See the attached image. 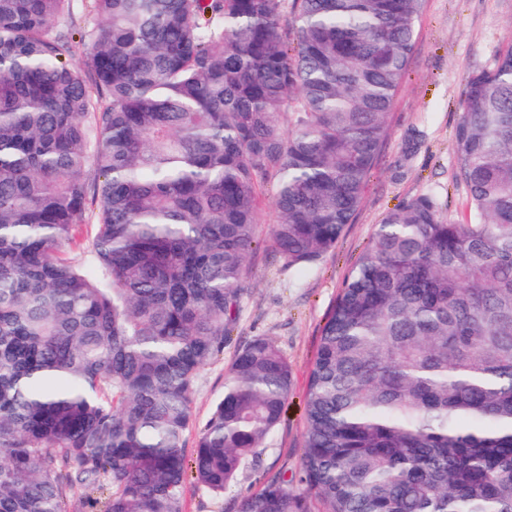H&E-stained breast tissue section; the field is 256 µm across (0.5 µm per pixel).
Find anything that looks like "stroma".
Segmentation results:
<instances>
[{"mask_svg": "<svg viewBox=\"0 0 512 512\" xmlns=\"http://www.w3.org/2000/svg\"><path fill=\"white\" fill-rule=\"evenodd\" d=\"M510 44L512 0H425L406 80L389 114V136L357 215L335 247L304 270L282 269L269 235L278 221L271 202L275 188L267 186L237 322L223 356L199 374L185 451L193 453L199 430L224 392L236 351L255 338L272 339L288 359L292 386L287 409L266 440L260 463L244 471L223 498L186 481L183 512H237L239 501L259 491L268 473L285 464L300 466L304 399L326 314L388 211L428 195L449 221H469L468 191L457 174L455 151L465 77L493 68Z\"/></svg>", "mask_w": 512, "mask_h": 512, "instance_id": "1", "label": "stroma"}]
</instances>
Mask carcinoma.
Wrapping results in <instances>:
<instances>
[{
	"instance_id": "cac0c4a2",
	"label": "carcinoma",
	"mask_w": 512,
	"mask_h": 512,
	"mask_svg": "<svg viewBox=\"0 0 512 512\" xmlns=\"http://www.w3.org/2000/svg\"><path fill=\"white\" fill-rule=\"evenodd\" d=\"M68 2L0 0V512H183L288 400L252 340L186 457L261 196L284 270L335 245L423 0H93L87 79L50 32ZM455 141L473 220L425 195L385 215L322 327L301 465L237 512H512V45L466 76Z\"/></svg>"
}]
</instances>
